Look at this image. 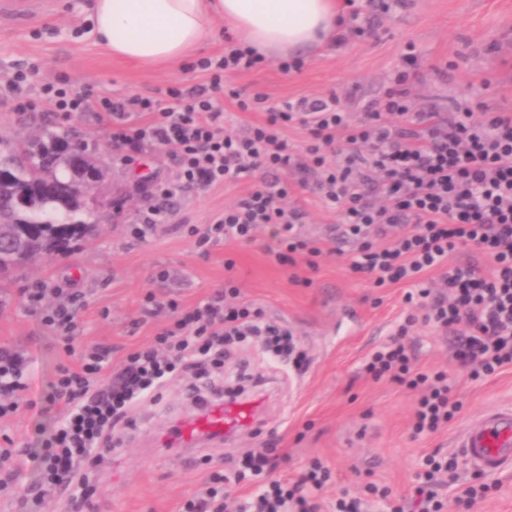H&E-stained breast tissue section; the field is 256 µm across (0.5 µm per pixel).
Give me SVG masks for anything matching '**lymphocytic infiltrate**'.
<instances>
[{
	"label": "lymphocytic infiltrate",
	"mask_w": 512,
	"mask_h": 512,
	"mask_svg": "<svg viewBox=\"0 0 512 512\" xmlns=\"http://www.w3.org/2000/svg\"><path fill=\"white\" fill-rule=\"evenodd\" d=\"M257 63L237 46L225 47L216 60H203L206 85L183 92L168 90L166 98L132 97L97 103L81 93L57 92L55 105L65 112L101 109L112 123L116 147L139 154L167 148L179 171L178 181L156 187L135 234L143 238L165 218L161 201L187 190L211 189L248 182L246 195L225 207L205 228H189L198 248L219 240L251 242L259 226L268 225L278 241L274 257L284 267L323 254L320 240L295 230L304 214L288 203L283 172L304 168L313 173L312 190L327 208L336 211L343 236L357 248L349 259L352 273L368 276L374 286L408 284L418 289L425 321L455 333L454 352L472 377L490 376L512 366V113L477 112L456 105L449 115L415 112L400 86L384 101L367 107L363 118L351 122L336 96L301 98L280 104L262 95L239 100L243 110L263 113L261 122L246 132L228 131L224 110L211 92L225 73L244 71ZM304 130L303 158L290 153L287 128ZM352 149L329 163L337 141ZM374 191L380 203L367 199ZM478 248L490 270L472 263L450 262L460 249ZM443 269V285L431 289L425 276ZM66 295L63 303H47L48 295ZM234 281L223 292L190 307L168 300L174 318L144 347L129 352L110 366L111 351L80 343L79 311L84 302L75 291L39 283L30 289L25 305L56 336L68 361L60 365L39 402V414L64 404L62 424L43 429L40 448L29 451L0 448V486L18 488L25 512H47L53 493L88 485L92 469L112 447V431L154 390L171 380L177 369H206L224 363V355L239 344L260 343L275 361L303 367L300 350L287 327L266 319L261 308L239 301ZM400 325L390 345L375 351L365 365L374 379L390 378L416 394L415 434L436 431L461 409L444 373L414 370ZM27 357L0 347V419L15 413L29 386ZM36 461L41 481L19 486L28 461ZM424 480L415 489L420 512H441V484L454 491L458 512H471L488 485H463L455 458L428 456ZM330 477L321 460L309 462L291 484L271 481L245 505V512H318L313 491Z\"/></svg>",
	"instance_id": "1"
}]
</instances>
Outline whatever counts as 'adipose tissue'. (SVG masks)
I'll use <instances>...</instances> for the list:
<instances>
[{
  "mask_svg": "<svg viewBox=\"0 0 512 512\" xmlns=\"http://www.w3.org/2000/svg\"><path fill=\"white\" fill-rule=\"evenodd\" d=\"M89 22L116 58L175 65L230 24L237 37L267 58L311 52L341 25L338 0H92Z\"/></svg>",
  "mask_w": 512,
  "mask_h": 512,
  "instance_id": "1",
  "label": "adipose tissue"
}]
</instances>
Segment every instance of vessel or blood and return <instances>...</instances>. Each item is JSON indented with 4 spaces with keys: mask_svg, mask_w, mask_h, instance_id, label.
Here are the masks:
<instances>
[{
    "mask_svg": "<svg viewBox=\"0 0 512 512\" xmlns=\"http://www.w3.org/2000/svg\"><path fill=\"white\" fill-rule=\"evenodd\" d=\"M39 0H0V18L22 19L40 9ZM258 418L253 402L215 403L186 419L178 432L183 450L232 437ZM463 457L475 469L495 475L512 467V407L489 412L467 425L460 437Z\"/></svg>",
    "mask_w": 512,
    "mask_h": 512,
    "instance_id": "b4317fda",
    "label": "vessel or blood"
}]
</instances>
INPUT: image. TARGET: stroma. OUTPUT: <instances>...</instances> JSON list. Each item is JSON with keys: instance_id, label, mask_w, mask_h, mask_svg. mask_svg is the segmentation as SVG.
Listing matches in <instances>:
<instances>
[{"instance_id": "obj_1", "label": "stroma", "mask_w": 512, "mask_h": 512, "mask_svg": "<svg viewBox=\"0 0 512 512\" xmlns=\"http://www.w3.org/2000/svg\"><path fill=\"white\" fill-rule=\"evenodd\" d=\"M48 2L23 20H0V139L26 138L46 128L72 129L98 141L95 158L105 172L98 192L107 206L96 218V230L73 242L70 252L0 279V345L31 357L34 393L45 391L66 361L24 305L25 293L40 281L82 294L84 339L111 347L114 364L149 344L169 320L167 314L145 312L146 294L189 306L223 290L228 278L239 285L244 300L286 323L310 357L305 373L289 375L275 369L260 346L247 345L241 359L274 386L258 425L190 453L164 445L170 430L194 413L185 397L186 381L170 383L157 403L140 410L122 445L105 459L92 512H181L211 473L229 472L231 458L269 441L283 456L276 478L296 480L315 458L330 468V480L316 493L319 512H336L342 497L360 498L362 512H388L385 501L369 493L370 484L410 495L424 472L425 456L455 454L470 421L489 409L512 406V367L489 378L470 377L452 359L453 335L427 324L422 311L406 302L407 285L375 288L349 270L354 245L337 238L336 213L303 185L302 173L287 175L291 202L306 214L302 230L324 242L335 239L338 248L318 257L316 267L303 260L288 270L277 265L269 228L251 243L221 242L205 255L197 250L188 226L210 224L247 193L244 183L172 199L164 223L146 239L135 238L131 229L146 206L144 176L174 181L175 164L163 149L125 160L111 146L112 124L104 113L53 111L42 88L54 84L111 100L151 96L169 87L188 90L205 83L199 62L222 56L225 42L216 38L174 68L140 66L96 44L88 29L91 0ZM345 34L342 43L298 54L300 68L288 71L280 60L268 59L248 72L226 74L217 97L227 121L242 130L262 118L238 109L231 96L235 90L265 95L272 103L333 93L357 120L370 103L385 98L402 70L409 73L406 86L415 109L446 113L458 103L480 102L493 111L512 109V0H364L360 17L346 19ZM20 71L30 76L22 90L36 104L27 126L7 85ZM228 259L233 269L225 268ZM163 269L168 276L161 280L157 274ZM410 316L416 323L406 342L414 366L446 374L462 403L448 424L419 436L412 430L413 392L364 372L369 355ZM58 418L55 412L43 417L20 406L0 420V448L37 447V423L50 426ZM458 472L461 483L492 486L474 512H512V468L488 475L462 459Z\"/></svg>"}]
</instances>
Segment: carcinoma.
Instances as JSON below:
<instances>
[{
    "label": "carcinoma",
    "mask_w": 512,
    "mask_h": 512,
    "mask_svg": "<svg viewBox=\"0 0 512 512\" xmlns=\"http://www.w3.org/2000/svg\"><path fill=\"white\" fill-rule=\"evenodd\" d=\"M71 144L51 131L36 142L0 140V166L14 171L13 182L0 188V274L62 254L93 231V207L78 186L88 167L100 179L103 172Z\"/></svg>",
    "instance_id": "cac0c4a2"
}]
</instances>
